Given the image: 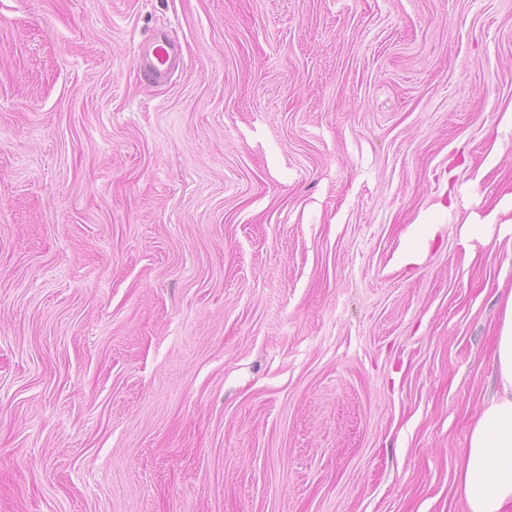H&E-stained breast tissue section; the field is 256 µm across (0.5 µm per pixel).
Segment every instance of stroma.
<instances>
[{
	"mask_svg": "<svg viewBox=\"0 0 512 512\" xmlns=\"http://www.w3.org/2000/svg\"><path fill=\"white\" fill-rule=\"evenodd\" d=\"M511 104L512 0H0V512H467ZM181 47L158 30L152 41L139 54L137 67L150 82H168L181 60Z\"/></svg>",
	"mask_w": 512,
	"mask_h": 512,
	"instance_id": "35a3bbf8",
	"label": "stroma"
}]
</instances>
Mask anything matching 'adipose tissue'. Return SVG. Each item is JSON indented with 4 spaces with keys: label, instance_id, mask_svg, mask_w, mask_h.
Here are the masks:
<instances>
[{
    "label": "adipose tissue",
    "instance_id": "obj_1",
    "mask_svg": "<svg viewBox=\"0 0 512 512\" xmlns=\"http://www.w3.org/2000/svg\"><path fill=\"white\" fill-rule=\"evenodd\" d=\"M498 390L476 417L457 470L468 512H512V294L496 330Z\"/></svg>",
    "mask_w": 512,
    "mask_h": 512
}]
</instances>
